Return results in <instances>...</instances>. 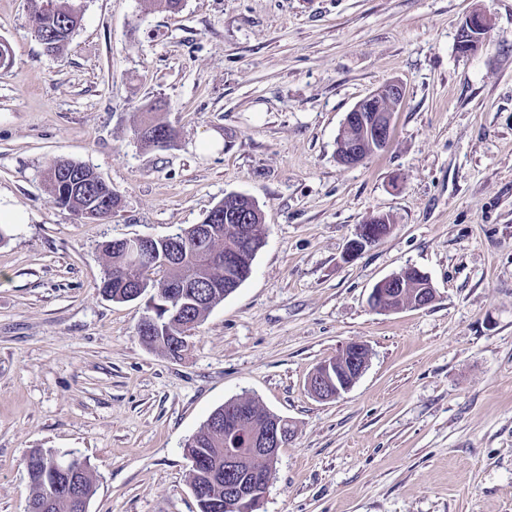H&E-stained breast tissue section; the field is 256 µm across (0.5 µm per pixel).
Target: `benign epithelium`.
I'll use <instances>...</instances> for the list:
<instances>
[{
    "mask_svg": "<svg viewBox=\"0 0 512 512\" xmlns=\"http://www.w3.org/2000/svg\"><path fill=\"white\" fill-rule=\"evenodd\" d=\"M460 37L457 50L462 55L475 51L484 37V14H470L460 26ZM405 98L404 86L397 82H389L373 91L347 112L336 137V154H345L340 163L354 167L361 164L369 154L364 152L362 145L367 144L373 152L385 149L392 137L393 116ZM359 129L361 141L353 140L352 131ZM246 195L240 193L224 196V211L242 217V223L233 226L235 239L252 241L250 218L246 217L247 210L259 209L242 203ZM390 233L371 224H360L356 228V236L351 239L345 249V258L355 257L363 248L374 245ZM169 243V251L164 255L154 251L156 238L139 236L117 240V245L123 250L133 266L142 271H152L160 268L166 276L160 280L159 288L155 289V297L150 306H158L165 311L170 319H176L181 313L180 285L171 281L167 276L170 270L178 266L181 256V240L170 234L164 237ZM405 288V272L389 275L375 284L370 294V305L377 311H390V295ZM369 359L366 345L359 342L346 344L336 356L316 367L308 378L310 392L321 400H331L348 391L360 378ZM252 417L248 398L239 399L238 408L224 418V427L234 432L242 422ZM260 426L250 436L249 447L227 448L224 450V476L228 477L225 484L224 512H259L264 494L271 479L265 470L245 471L244 463L251 457L276 462L278 453L294 436L293 428H285L286 419L268 411L260 418ZM51 464L58 471L68 475L67 497H76L79 471L74 457H65L52 452Z\"/></svg>",
    "mask_w": 512,
    "mask_h": 512,
    "instance_id": "7a95c632",
    "label": "benign epithelium"
}]
</instances>
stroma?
Segmentation results:
<instances>
[{"label":"stroma","mask_w":512,"mask_h":512,"mask_svg":"<svg viewBox=\"0 0 512 512\" xmlns=\"http://www.w3.org/2000/svg\"><path fill=\"white\" fill-rule=\"evenodd\" d=\"M62 54L32 0H0V512H26L37 448L86 460L88 512H198L184 445L224 403L290 420L260 512H512V0H76ZM490 30L470 55L459 26ZM397 80L388 147L347 168L336 136ZM176 131L144 146L141 112ZM219 133L223 148L201 137ZM94 168L122 204L82 222L43 174ZM229 193L264 212L250 276L173 359L137 333L146 302L103 297V242L200 223ZM393 228L354 258L356 228ZM416 268L433 302L373 310ZM360 342L339 398L307 380ZM484 14L474 12L470 14L460 26V37L457 41V50L462 55L475 51L484 37ZM405 271L389 275L375 284L370 294V305L377 311H390L404 307V300H395L393 306L388 301L394 292L403 290L405 285Z\"/></svg>","instance_id":"1"}]
</instances>
